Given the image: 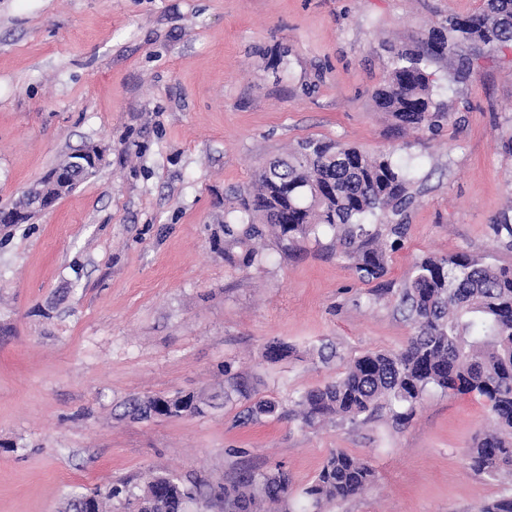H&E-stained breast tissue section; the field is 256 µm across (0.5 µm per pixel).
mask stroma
Listing matches in <instances>:
<instances>
[{
  "label": "stroma",
  "mask_w": 512,
  "mask_h": 512,
  "mask_svg": "<svg viewBox=\"0 0 512 512\" xmlns=\"http://www.w3.org/2000/svg\"><path fill=\"white\" fill-rule=\"evenodd\" d=\"M482 0H0V207L79 149L96 173L30 224L0 225V512H63L74 490L152 472L214 489L243 465L295 488L335 450L377 472L333 512H476L512 492L463 464L483 399L426 392L313 428L305 391L411 325L396 288L416 262L461 251L512 265V46L462 44L430 71L448 120L400 128L373 95L391 50ZM317 138L412 168L406 231L386 273L357 279L325 229L261 266L224 259L230 188ZM279 340L295 356L264 358ZM279 410L248 425L225 371ZM194 393L204 414L137 419L129 399Z\"/></svg>",
  "instance_id": "35a3bbf8"
}]
</instances>
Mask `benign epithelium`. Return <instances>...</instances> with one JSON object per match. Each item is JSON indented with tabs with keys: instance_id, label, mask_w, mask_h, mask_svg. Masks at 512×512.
I'll use <instances>...</instances> for the list:
<instances>
[{
	"instance_id": "obj_1",
	"label": "benign epithelium",
	"mask_w": 512,
	"mask_h": 512,
	"mask_svg": "<svg viewBox=\"0 0 512 512\" xmlns=\"http://www.w3.org/2000/svg\"><path fill=\"white\" fill-rule=\"evenodd\" d=\"M101 152L83 150L69 164L51 169L43 180L29 187L25 192L27 206L13 215L18 224H25L32 218L39 216L52 208L58 197L49 193L53 188L62 191L77 183L80 175L100 164Z\"/></svg>"
}]
</instances>
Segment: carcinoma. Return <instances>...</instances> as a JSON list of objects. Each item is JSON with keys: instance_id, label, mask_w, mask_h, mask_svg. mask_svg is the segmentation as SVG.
Wrapping results in <instances>:
<instances>
[{"instance_id": "cac0c4a2", "label": "carcinoma", "mask_w": 512, "mask_h": 512, "mask_svg": "<svg viewBox=\"0 0 512 512\" xmlns=\"http://www.w3.org/2000/svg\"><path fill=\"white\" fill-rule=\"evenodd\" d=\"M474 41L493 50L512 43V0H483L479 12L448 19V25L428 32L413 49L394 53L387 79L375 91L381 109L398 126L435 131L445 117L437 100V85L428 63L448 52L454 43ZM410 167L389 154L373 155L355 146L307 139L288 154L267 162L251 185L231 192L224 212V259L243 248L240 265L259 263L252 243L273 231L282 241L295 243L319 226L336 231L354 259L359 280L370 282L386 272L385 250L374 247L379 230L366 220L389 211L397 220L388 234L400 237L402 215L411 203ZM399 305L413 325L412 336L397 352H369L351 363L336 380L304 392L294 401L295 415L305 427L338 417L355 420L395 405L405 419L430 387L484 399L493 428L467 448L464 462L478 475L497 480L512 476V268L493 267L465 252L425 257L397 289ZM243 404L240 422L276 412L270 399H252L246 382L236 376L224 385V402ZM164 404L188 415L200 414L207 400L195 395L149 397L130 403L132 412ZM376 473L368 461L343 450L330 453L314 479L300 491L293 488L282 466L267 472L241 470L214 497L224 512H324L330 505L365 492ZM81 512H106L119 502L122 512H187L192 502L209 503L200 484L168 474L149 480L140 494L125 481L90 492L76 491ZM479 512H512V494L480 507Z\"/></svg>"}]
</instances>
